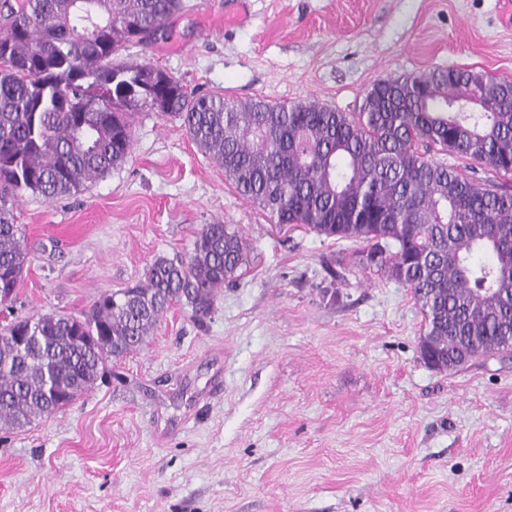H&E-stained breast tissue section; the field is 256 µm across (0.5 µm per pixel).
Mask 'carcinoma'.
Returning <instances> with one entry per match:
<instances>
[{
	"label": "carcinoma",
	"instance_id": "cac0c4a2",
	"mask_svg": "<svg viewBox=\"0 0 512 512\" xmlns=\"http://www.w3.org/2000/svg\"><path fill=\"white\" fill-rule=\"evenodd\" d=\"M183 0H0V305L28 262L19 194L79 192L122 165L142 107L182 122L238 193L279 225L363 244L359 264L408 285L425 315L420 358L452 371L512 354V192L428 157L434 148L512 174V81L464 69L377 81L357 112L195 96L148 64L146 45ZM228 224H205L185 258L104 292L81 316L0 327V427L21 429L91 389L106 363L146 343L174 302L207 317L250 265ZM24 339L18 347L16 337Z\"/></svg>",
	"mask_w": 512,
	"mask_h": 512
}]
</instances>
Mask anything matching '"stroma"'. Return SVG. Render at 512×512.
Listing matches in <instances>:
<instances>
[{
  "instance_id": "35a3bbf8",
  "label": "stroma",
  "mask_w": 512,
  "mask_h": 512,
  "mask_svg": "<svg viewBox=\"0 0 512 512\" xmlns=\"http://www.w3.org/2000/svg\"><path fill=\"white\" fill-rule=\"evenodd\" d=\"M120 51L195 94L357 111L373 84L455 67L512 79L504 0H184ZM125 163L14 209L29 253L14 315L99 293L229 224L252 264L202 320L172 304L70 406L0 430V512H512V359L428 368L409 286L354 240L281 229L178 121L131 117Z\"/></svg>"
}]
</instances>
